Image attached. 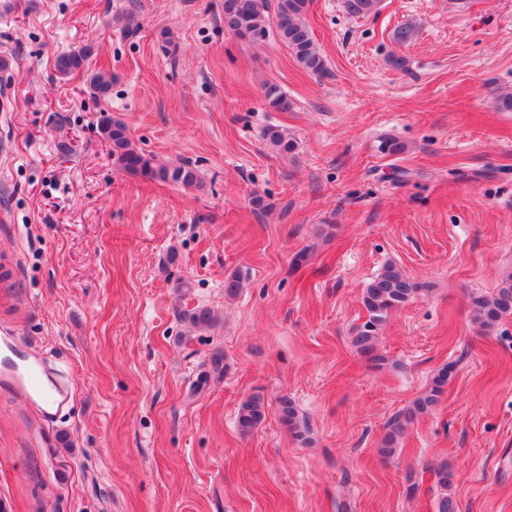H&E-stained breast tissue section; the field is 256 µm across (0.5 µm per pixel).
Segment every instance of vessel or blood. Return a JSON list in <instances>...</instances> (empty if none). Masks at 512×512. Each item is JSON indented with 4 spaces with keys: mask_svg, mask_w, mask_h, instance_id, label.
<instances>
[{
    "mask_svg": "<svg viewBox=\"0 0 512 512\" xmlns=\"http://www.w3.org/2000/svg\"><path fill=\"white\" fill-rule=\"evenodd\" d=\"M0 387L40 405L47 420H54L71 401V384L52 372L36 355L21 354L14 337L0 338Z\"/></svg>",
    "mask_w": 512,
    "mask_h": 512,
    "instance_id": "obj_1",
    "label": "vessel or blood"
}]
</instances>
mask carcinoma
<instances>
[{
    "mask_svg": "<svg viewBox=\"0 0 512 512\" xmlns=\"http://www.w3.org/2000/svg\"><path fill=\"white\" fill-rule=\"evenodd\" d=\"M311 3L312 0H224V29L244 43L261 41L272 30L304 71L322 78L328 73L326 58L306 21ZM380 3L381 0H344V11L351 18L366 17L377 13ZM90 54L88 46L63 53L56 58V70L63 75L81 71ZM86 84L92 96L105 97L112 87V75L91 72L87 74ZM262 97L264 104L275 111L288 112L295 108L294 100L276 83L263 84ZM100 134L110 147L115 166L127 174L184 188H195L201 183L198 171L187 163L154 165L152 159L138 150L125 123L119 119L110 118L102 123ZM263 138L283 158L292 156L297 149L296 139L278 126L267 127ZM377 150L386 156H398L406 152L407 145L388 134L379 138ZM427 288V283L409 277L394 261L385 263L364 288L362 305L366 318L357 327L352 345L368 368L377 370L385 363L378 350V339L391 315ZM511 315L512 269L502 274L492 294L471 296V321L480 331L489 332ZM184 320L193 330L209 331L217 327L219 316L207 306H197L184 314ZM452 368L454 365L450 364L438 370L430 386L387 424L377 448L380 458L393 457L408 427L438 405ZM269 407L259 393L245 397L236 415L240 435L247 437L257 430L267 418ZM276 413L280 424L295 440L307 443V423L291 398L285 394L279 396Z\"/></svg>",
    "mask_w": 512,
    "mask_h": 512,
    "instance_id": "1",
    "label": "carcinoma"
}]
</instances>
